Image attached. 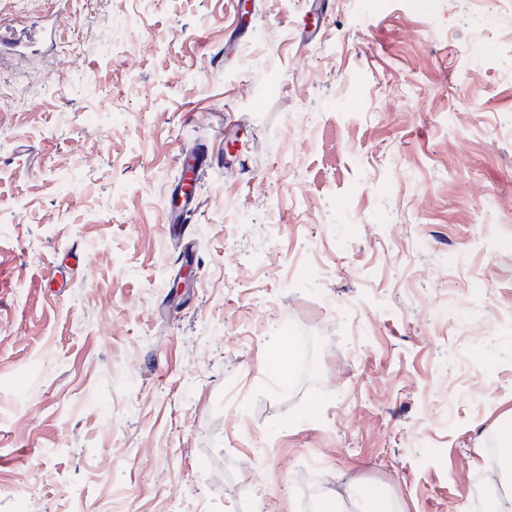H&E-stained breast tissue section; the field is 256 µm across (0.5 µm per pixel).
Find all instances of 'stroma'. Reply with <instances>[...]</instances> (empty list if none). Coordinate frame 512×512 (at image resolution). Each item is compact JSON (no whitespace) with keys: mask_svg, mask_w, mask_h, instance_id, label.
I'll return each instance as SVG.
<instances>
[{"mask_svg":"<svg viewBox=\"0 0 512 512\" xmlns=\"http://www.w3.org/2000/svg\"><path fill=\"white\" fill-rule=\"evenodd\" d=\"M479 8L0 0V512H487L512 0Z\"/></svg>","mask_w":512,"mask_h":512,"instance_id":"35a3bbf8","label":"stroma"}]
</instances>
